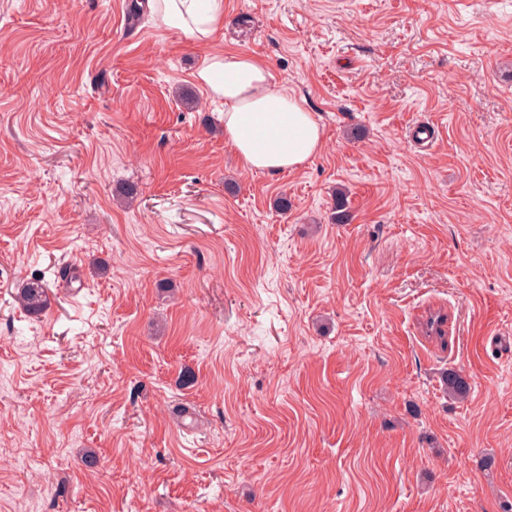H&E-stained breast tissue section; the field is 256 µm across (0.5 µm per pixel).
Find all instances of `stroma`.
<instances>
[{
	"label": "stroma",
	"instance_id": "35a3bbf8",
	"mask_svg": "<svg viewBox=\"0 0 512 512\" xmlns=\"http://www.w3.org/2000/svg\"><path fill=\"white\" fill-rule=\"evenodd\" d=\"M226 49L314 157L242 166ZM0 512H512V0H0ZM155 14L166 25L178 28L196 40H209L223 25V0H153ZM197 77L224 99V137L246 168L291 171L318 153L321 127L312 112L274 82L255 56L216 53ZM20 307L31 317L41 316L48 308L47 285L40 277L28 280L17 293Z\"/></svg>",
	"mask_w": 512,
	"mask_h": 512
}]
</instances>
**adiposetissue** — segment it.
Segmentation results:
<instances>
[{"label":"adipose tissue","instance_id":"adipose-tissue-1","mask_svg":"<svg viewBox=\"0 0 512 512\" xmlns=\"http://www.w3.org/2000/svg\"><path fill=\"white\" fill-rule=\"evenodd\" d=\"M152 8L164 24L199 41L210 39L224 21V0H153ZM198 78L223 99L224 136L246 168L281 173L318 153L320 125L255 56L214 54Z\"/></svg>","mask_w":512,"mask_h":512}]
</instances>
